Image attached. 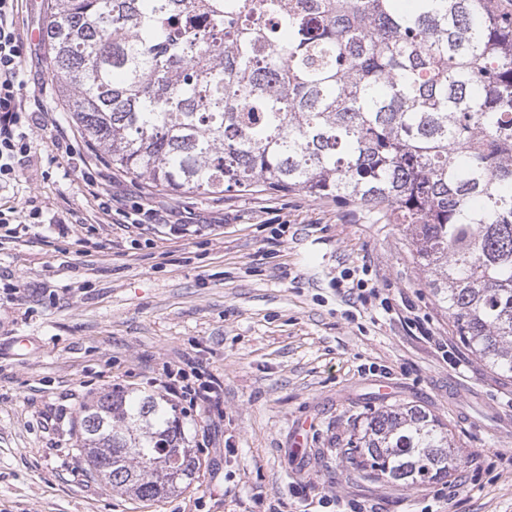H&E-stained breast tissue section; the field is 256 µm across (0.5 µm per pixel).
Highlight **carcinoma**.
I'll list each match as a JSON object with an SVG mask.
<instances>
[{
  "label": "carcinoma",
  "instance_id": "obj_1",
  "mask_svg": "<svg viewBox=\"0 0 512 512\" xmlns=\"http://www.w3.org/2000/svg\"><path fill=\"white\" fill-rule=\"evenodd\" d=\"M69 119L174 193L261 187L380 208L460 341L512 374V11L500 0H50ZM107 484L151 501L199 449L159 396L80 411ZM348 458L400 487L448 476V425L374 409Z\"/></svg>",
  "mask_w": 512,
  "mask_h": 512
}]
</instances>
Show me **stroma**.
<instances>
[{
	"mask_svg": "<svg viewBox=\"0 0 512 512\" xmlns=\"http://www.w3.org/2000/svg\"><path fill=\"white\" fill-rule=\"evenodd\" d=\"M47 16V0H24L16 21L28 85L59 124L35 130L0 209L33 200L81 221L0 244V512H512V375L460 344L400 226L301 192L175 195L104 165L56 93ZM63 131L105 189L168 223L103 214L55 148ZM364 267L391 311L342 298L340 271ZM180 371L224 384L220 410L181 419L200 468L189 488L132 500L80 454V409ZM405 404L447 423L448 478L403 488L345 459L371 409Z\"/></svg>",
	"mask_w": 512,
	"mask_h": 512,
	"instance_id": "stroma-1",
	"label": "stroma"
}]
</instances>
